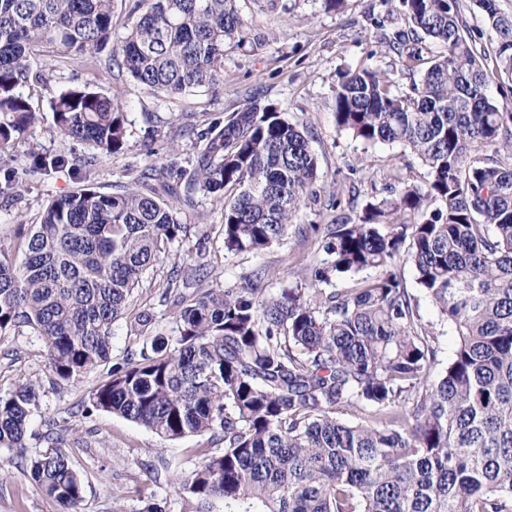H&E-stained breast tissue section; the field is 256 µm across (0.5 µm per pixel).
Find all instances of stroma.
Masks as SVG:
<instances>
[{"mask_svg":"<svg viewBox=\"0 0 512 512\" xmlns=\"http://www.w3.org/2000/svg\"><path fill=\"white\" fill-rule=\"evenodd\" d=\"M237 6L241 42L226 50L224 80L218 87L173 99L151 94L127 76H111L89 60L60 67L48 54L40 64L49 71L50 82L23 90L41 115L12 149L24 162L35 153L95 157L90 145L71 143L56 133L50 110L56 93L87 83L118 98L127 127L125 146L117 154L95 158L92 168L95 186L104 191L134 187L139 173L154 166L193 171L201 147L186 135L185 126L224 120L253 101L277 106L307 132L318 158V199L302 205L280 244L258 253L225 252L219 230L223 209L215 195L179 194L177 217L189 233L174 244L170 261L146 276L131 301L136 310L150 314L152 331L167 337L177 334L175 308L161 298L167 275L172 264L194 257L198 245H205L212 256L215 287L241 286L261 274L271 293L295 295L306 286L304 267L323 258L310 239L311 227L330 223L333 213L325 203L333 188H344L361 207L382 195L385 185L399 189L420 177L418 160L400 145L363 146L339 132L334 117L339 71L369 65L391 73L403 87L422 78L421 72L403 71L398 56L379 40L382 31L401 24L390 0H343L335 9L325 0H237ZM76 186L77 174L68 166L28 177L19 200L0 198V237L9 238L16 225L38 223L50 200ZM46 364L44 344L31 329L0 335V393L22 381L40 389L24 453L0 447V481L7 486L0 494V512H57L55 502L19 466L21 455L52 449L66 454L83 479L82 512H112L117 498L126 512H141L149 503L161 512H190V500L164 463L189 470L196 462L194 449L217 453L223 442L208 434L162 440L143 426L91 406L90 396L106 377L107 366L79 381L55 384Z\"/></svg>","mask_w":512,"mask_h":512,"instance_id":"1","label":"stroma"}]
</instances>
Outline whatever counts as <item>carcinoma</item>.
<instances>
[{"mask_svg":"<svg viewBox=\"0 0 512 512\" xmlns=\"http://www.w3.org/2000/svg\"><path fill=\"white\" fill-rule=\"evenodd\" d=\"M117 0H0V195L21 197L27 177L66 164L36 155L16 167L12 143L40 121L22 89L47 77L50 50L68 62L112 41ZM403 24L381 36L422 81L394 88L366 66L340 76L335 120L363 145L399 144L416 157L422 183L387 189L312 230L325 254L309 268L308 294L276 297L261 282L215 288L204 254L167 282L193 290L176 301L178 336L150 331L130 311L146 274L186 227L158 186L103 192L87 183L20 224L9 257L0 243V333L31 328L52 375L78 381L110 359L113 325L129 322L139 351L112 365L91 406L163 440L221 434L224 448L195 449L179 485L195 512H512V15L476 0L496 40L470 42L459 0H394ZM125 33L104 62L152 93L184 97L216 86L224 48L237 43V0H135ZM443 51L428 55L423 41ZM57 132L119 152L124 112L88 85L50 103ZM204 143L189 188L224 199V251L281 243L315 194L317 157L306 133L273 105L251 103ZM413 268L417 293L399 263ZM373 275L347 288L333 278ZM457 341L437 379V336L419 297ZM39 390L0 395V447H26ZM348 407L359 421L336 411ZM21 467L58 506L80 512L84 486L69 458L20 455Z\"/></svg>","mask_w":512,"mask_h":512,"instance_id":"obj_1","label":"carcinoma"}]
</instances>
